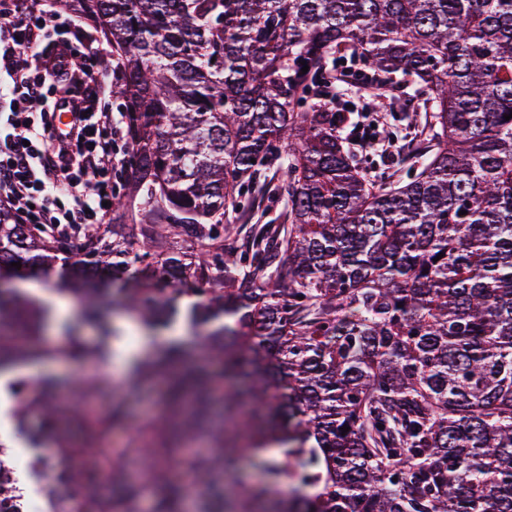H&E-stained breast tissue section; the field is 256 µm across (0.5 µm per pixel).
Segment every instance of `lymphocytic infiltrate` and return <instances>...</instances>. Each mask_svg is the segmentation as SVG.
I'll list each match as a JSON object with an SVG mask.
<instances>
[{"instance_id":"obj_1","label":"lymphocytic infiltrate","mask_w":512,"mask_h":512,"mask_svg":"<svg viewBox=\"0 0 512 512\" xmlns=\"http://www.w3.org/2000/svg\"><path fill=\"white\" fill-rule=\"evenodd\" d=\"M78 14L47 0L0 11V209L20 224H103L112 174L124 165L123 122L112 110L103 58ZM79 116L67 136L56 110Z\"/></svg>"}]
</instances>
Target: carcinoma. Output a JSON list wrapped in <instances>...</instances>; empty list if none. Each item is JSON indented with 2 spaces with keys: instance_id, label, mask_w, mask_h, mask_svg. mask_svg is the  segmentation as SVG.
Returning <instances> with one entry per match:
<instances>
[{
  "instance_id": "cac0c4a2",
  "label": "carcinoma",
  "mask_w": 512,
  "mask_h": 512,
  "mask_svg": "<svg viewBox=\"0 0 512 512\" xmlns=\"http://www.w3.org/2000/svg\"><path fill=\"white\" fill-rule=\"evenodd\" d=\"M74 2L112 45L119 216L0 212V375L105 363L107 302L147 336L182 319L204 340L136 362L131 388L162 391L135 424L124 397L90 415L51 380L19 382L47 427L25 441L52 442L75 512H182L191 487L169 463L194 442L211 448L188 458L208 490L194 512H512V0ZM347 51L424 97L436 144L404 184L370 182L347 113L308 102ZM272 193L283 222L237 242L227 211ZM48 260L79 302L61 348L36 341L50 310L8 287L11 263ZM141 452L154 465L133 483L124 458Z\"/></svg>"
}]
</instances>
